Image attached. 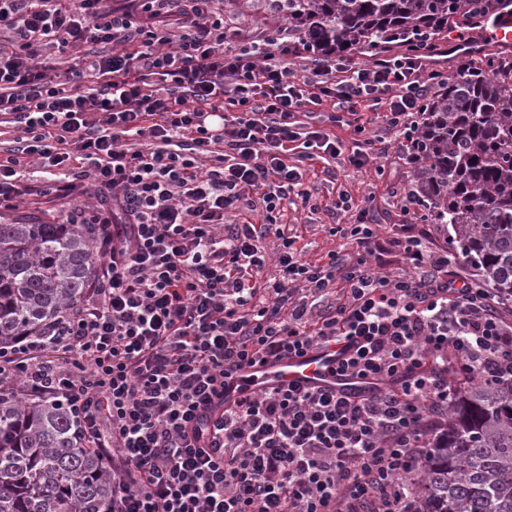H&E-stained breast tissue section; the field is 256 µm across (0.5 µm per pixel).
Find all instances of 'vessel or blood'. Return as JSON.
I'll return each mask as SVG.
<instances>
[{
	"label": "vessel or blood",
	"instance_id": "obj_1",
	"mask_svg": "<svg viewBox=\"0 0 512 512\" xmlns=\"http://www.w3.org/2000/svg\"><path fill=\"white\" fill-rule=\"evenodd\" d=\"M485 40L496 45H512V0H501L497 13L470 19ZM344 359L340 345H329L292 355L273 363L258 364L238 372L235 382L254 391L271 386L291 385L302 391H341L357 394L361 384L343 374L339 366Z\"/></svg>",
	"mask_w": 512,
	"mask_h": 512
}]
</instances>
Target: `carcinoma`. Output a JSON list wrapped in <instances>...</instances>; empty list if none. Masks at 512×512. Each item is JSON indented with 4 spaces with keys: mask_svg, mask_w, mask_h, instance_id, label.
Returning <instances> with one entry per match:
<instances>
[{
    "mask_svg": "<svg viewBox=\"0 0 512 512\" xmlns=\"http://www.w3.org/2000/svg\"><path fill=\"white\" fill-rule=\"evenodd\" d=\"M461 0H281L288 40L317 57L376 58L408 34L431 37ZM512 59L465 60L425 103L412 177L424 218L448 224L481 282L512 298ZM101 256L90 224H0V346L34 336L78 304ZM66 404L0 391V512H112V466L74 439ZM412 512H512V381L479 380L448 403Z\"/></svg>",
    "mask_w": 512,
    "mask_h": 512,
    "instance_id": "cac0c4a2",
    "label": "carcinoma"
}]
</instances>
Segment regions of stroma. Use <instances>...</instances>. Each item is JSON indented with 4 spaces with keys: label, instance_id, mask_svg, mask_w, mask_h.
<instances>
[{
    "label": "stroma",
    "instance_id": "1",
    "mask_svg": "<svg viewBox=\"0 0 512 512\" xmlns=\"http://www.w3.org/2000/svg\"><path fill=\"white\" fill-rule=\"evenodd\" d=\"M264 0H224V17L234 26L237 35L229 40L232 48L262 39L275 19L265 11ZM312 127H330L344 154L355 147L358 136L353 126L339 122L329 123L327 108H318L307 117ZM401 144H393L387 157L369 159L367 165L358 168L342 158L324 163L312 162L303 178V188L309 195L308 202L287 205L284 219L298 228L296 243L303 260L315 262L326 259L329 252H351L348 239L332 234L336 225L348 224L350 214H333L331 207L339 191H347L354 202L367 209L366 219L378 227L381 259L387 270L407 272L408 266L389 244L398 225L405 223L403 213L405 189L411 188L412 168L402 158Z\"/></svg>",
    "mask_w": 512,
    "mask_h": 512
}]
</instances>
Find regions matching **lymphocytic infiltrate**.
<instances>
[{"label":"lymphocytic infiltrate","instance_id":"obj_1","mask_svg":"<svg viewBox=\"0 0 512 512\" xmlns=\"http://www.w3.org/2000/svg\"><path fill=\"white\" fill-rule=\"evenodd\" d=\"M228 32L224 0H0V124L21 132L0 208L54 204L102 255L82 305L0 348V386L65 401L112 466V512H410L459 383L512 378V301L424 230L397 233L409 270L386 271L362 211L339 229L353 256L305 262L280 214L304 162L341 154L300 114L381 113L359 168L412 146L433 51L319 60L280 28L236 51ZM32 161L65 175L26 185ZM343 341L370 393L263 389L211 413L233 372Z\"/></svg>","mask_w":512,"mask_h":512}]
</instances>
